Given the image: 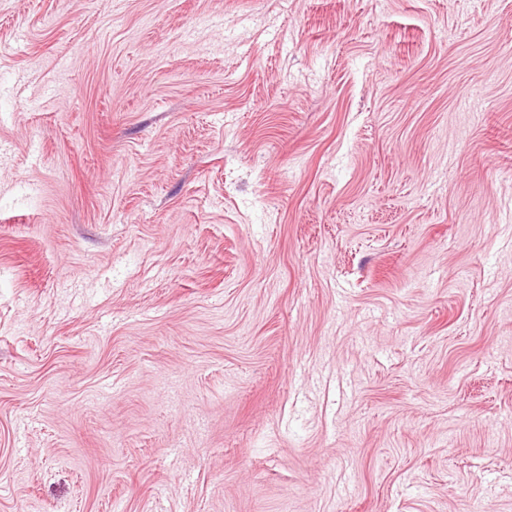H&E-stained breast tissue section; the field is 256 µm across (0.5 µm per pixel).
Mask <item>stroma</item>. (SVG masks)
I'll return each mask as SVG.
<instances>
[{
	"mask_svg": "<svg viewBox=\"0 0 512 512\" xmlns=\"http://www.w3.org/2000/svg\"><path fill=\"white\" fill-rule=\"evenodd\" d=\"M0 512H512V0H0Z\"/></svg>",
	"mask_w": 512,
	"mask_h": 512,
	"instance_id": "stroma-1",
	"label": "stroma"
}]
</instances>
